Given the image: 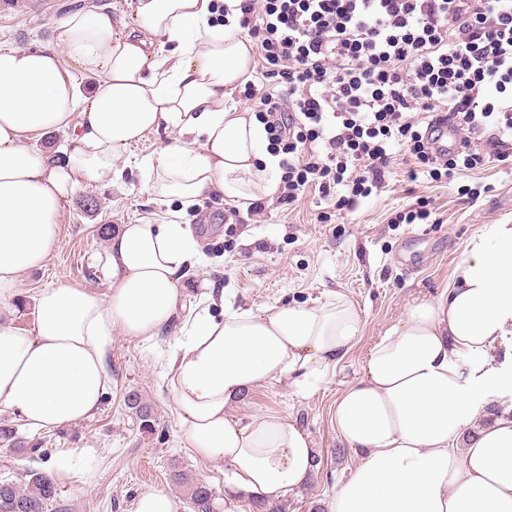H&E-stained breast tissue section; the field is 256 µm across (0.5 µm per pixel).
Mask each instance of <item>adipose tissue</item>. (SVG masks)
Here are the masks:
<instances>
[{
  "label": "adipose tissue",
  "mask_w": 512,
  "mask_h": 512,
  "mask_svg": "<svg viewBox=\"0 0 512 512\" xmlns=\"http://www.w3.org/2000/svg\"><path fill=\"white\" fill-rule=\"evenodd\" d=\"M137 0V26L106 8L59 22L55 47L0 48V302L42 267L79 185L111 186L118 159L144 134L173 136L144 161L147 191L183 207L208 194L248 208L280 190L279 155L249 109L224 99L254 74L238 33L239 0ZM170 51L156 49V42ZM95 79L91 91L81 81ZM66 135L60 156L31 149ZM112 293L59 284L35 297L30 335L0 322V412L36 429L90 419L110 381L113 330L152 340L182 306L187 267L202 258L190 225L173 218L118 225L108 240ZM363 313L343 294L327 303L276 304L261 313L196 316L167 378L181 438L196 457L223 461L224 512L298 493L316 450L292 414L242 419L237 401L265 384L315 386L359 343ZM512 336V224L465 244L447 288L411 304L367 352L361 377L336 397L332 425L358 458L326 512H512V389L490 357Z\"/></svg>",
  "instance_id": "obj_1"
}]
</instances>
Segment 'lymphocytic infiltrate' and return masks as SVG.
<instances>
[{
    "instance_id": "lymphocytic-infiltrate-1",
    "label": "lymphocytic infiltrate",
    "mask_w": 512,
    "mask_h": 512,
    "mask_svg": "<svg viewBox=\"0 0 512 512\" xmlns=\"http://www.w3.org/2000/svg\"><path fill=\"white\" fill-rule=\"evenodd\" d=\"M239 9L281 84L244 90L282 155L280 204L314 188L353 210L387 187L394 144L435 179L482 166L471 136L488 127L497 156L512 158V0H240ZM418 112L431 122L420 125ZM442 121L459 129L460 149L435 153Z\"/></svg>"
}]
</instances>
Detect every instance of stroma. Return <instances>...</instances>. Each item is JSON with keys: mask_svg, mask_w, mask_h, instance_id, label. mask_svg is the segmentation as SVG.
Returning <instances> with one entry per match:
<instances>
[{"mask_svg": "<svg viewBox=\"0 0 512 512\" xmlns=\"http://www.w3.org/2000/svg\"><path fill=\"white\" fill-rule=\"evenodd\" d=\"M136 0H33L29 9L0 10V45L15 48L54 47L55 28L66 16L92 7L108 8L113 19L134 26ZM153 131L130 146L118 161L116 184L83 183L58 218L57 243L46 265L23 274L14 301L0 304V320L29 334L35 323L34 296L58 284L78 285L101 296L112 292L107 235L103 227L134 224L140 219L179 210V202L156 203L145 188L142 158L169 139ZM482 133L483 166L459 169L453 178L432 179L419 173L409 179V163L392 146L394 175L388 187L362 199L355 211L336 215L318 191H307L284 206L266 203L262 214H230L224 199L209 195L188 208L185 223L202 239L203 260L183 279L184 309L165 336L150 342L113 331L109 352L110 383L94 418L62 430H35L11 413L0 414V426L14 427L16 438L0 437V479L24 482L28 472L53 476L60 491L47 512H135L141 494L162 490L188 501L186 485L174 472L206 483L217 494L222 512L223 461L194 457L181 445L180 420L166 378L174 346L186 320L201 311L222 317L225 308L261 312L275 304L323 303L344 294L363 309L360 343L338 365L334 375L313 394L296 387L255 388L234 412L248 419L266 413L292 414L313 441L319 463L309 484L288 498L286 512H325L338 481L356 465L352 452H341L331 424L337 395L360 376L367 350L408 305L446 288L464 244L491 224H512V162H502ZM428 198L429 223H396L395 217ZM223 294V304L209 297ZM137 395L151 413L144 429L130 395ZM40 447L39 456L19 452L17 441Z\"/></svg>", "mask_w": 512, "mask_h": 512, "instance_id": "stroma-1", "label": "stroma"}]
</instances>
